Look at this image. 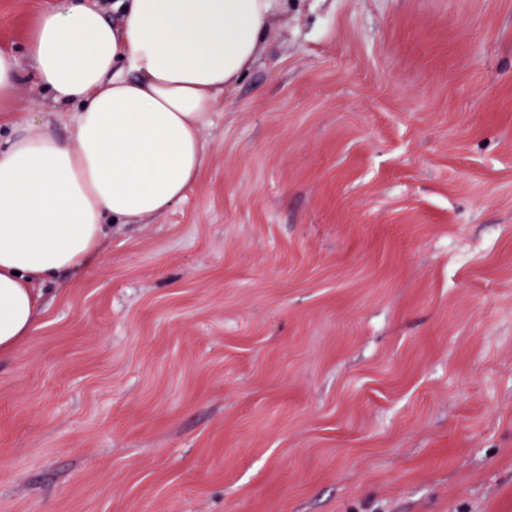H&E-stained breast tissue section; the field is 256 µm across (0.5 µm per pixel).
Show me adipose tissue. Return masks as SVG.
Returning a JSON list of instances; mask_svg holds the SVG:
<instances>
[{"label":"adipose tissue","instance_id":"obj_1","mask_svg":"<svg viewBox=\"0 0 512 512\" xmlns=\"http://www.w3.org/2000/svg\"><path fill=\"white\" fill-rule=\"evenodd\" d=\"M280 0H58L26 55L72 109L67 136L42 118L0 140V354L36 328V285L89 267L112 224L153 219L200 173L216 100L276 35Z\"/></svg>","mask_w":512,"mask_h":512}]
</instances>
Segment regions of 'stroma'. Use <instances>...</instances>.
<instances>
[{"label":"stroma","instance_id":"obj_1","mask_svg":"<svg viewBox=\"0 0 512 512\" xmlns=\"http://www.w3.org/2000/svg\"><path fill=\"white\" fill-rule=\"evenodd\" d=\"M53 3L0 0V52ZM275 26L197 182L0 357V512H512V0Z\"/></svg>","mask_w":512,"mask_h":512}]
</instances>
